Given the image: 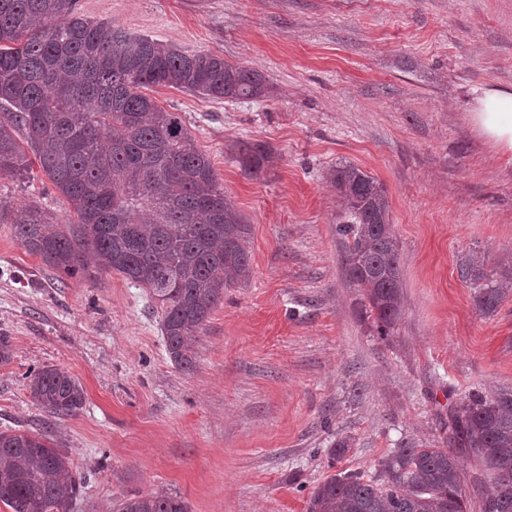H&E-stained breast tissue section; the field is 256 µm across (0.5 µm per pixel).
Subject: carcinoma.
Returning <instances> with one entry per match:
<instances>
[{"label": "carcinoma", "instance_id": "carcinoma-1", "mask_svg": "<svg viewBox=\"0 0 512 512\" xmlns=\"http://www.w3.org/2000/svg\"><path fill=\"white\" fill-rule=\"evenodd\" d=\"M79 0H0V173L24 177L38 164L76 219L57 224L25 210L13 233L31 255L69 277L116 271L150 290L163 311L168 354L183 372L195 367V343L224 289L249 272L243 222L179 113L146 90L172 87L227 101L264 99L259 71L211 52L184 53L149 37H131L78 11ZM237 158L257 176L271 153L241 142ZM342 199L344 266L382 336L401 314L399 244L386 188L360 168L333 170ZM460 276L476 309L496 311L506 274L471 258ZM32 400L56 415L84 402L82 385L46 366L29 380ZM448 442L471 450L493 486L481 512H512V390L473 391L448 420ZM81 485L49 438L0 431V503L10 512H69ZM457 457L449 448L402 441L375 475L340 472L314 488L306 512H467ZM112 512H190L167 492L115 501Z\"/></svg>", "mask_w": 512, "mask_h": 512}]
</instances>
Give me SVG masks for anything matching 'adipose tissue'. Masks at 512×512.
<instances>
[{
  "mask_svg": "<svg viewBox=\"0 0 512 512\" xmlns=\"http://www.w3.org/2000/svg\"><path fill=\"white\" fill-rule=\"evenodd\" d=\"M467 118L472 130L496 153L512 157V89L498 86L477 89Z\"/></svg>",
  "mask_w": 512,
  "mask_h": 512,
  "instance_id": "ef3b65f1",
  "label": "adipose tissue"
}]
</instances>
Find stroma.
Segmentation results:
<instances>
[{"instance_id": "1", "label": "stroma", "mask_w": 512, "mask_h": 512, "mask_svg": "<svg viewBox=\"0 0 512 512\" xmlns=\"http://www.w3.org/2000/svg\"><path fill=\"white\" fill-rule=\"evenodd\" d=\"M132 36L261 71L272 95L221 101L158 87L251 231L250 275L225 289L195 347L171 362L148 289L112 272L69 278L29 255L12 224L30 205L68 223L33 170L0 175V431L53 439L82 494L73 512L166 491L191 512H306L315 486L374 474L403 440L446 447L469 392L512 388V294L480 315L459 274L512 256V159L471 129L473 88H512V0H79ZM266 145L251 177L236 144ZM354 164L387 188L402 315L385 337L343 264L331 173ZM55 366L82 407L37 406L29 374ZM349 448L329 451L338 439Z\"/></svg>"}]
</instances>
